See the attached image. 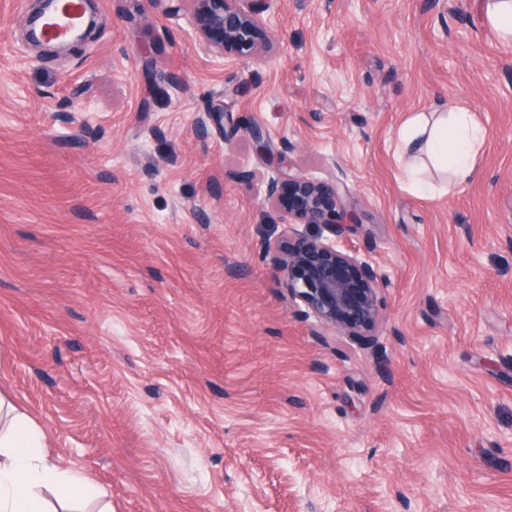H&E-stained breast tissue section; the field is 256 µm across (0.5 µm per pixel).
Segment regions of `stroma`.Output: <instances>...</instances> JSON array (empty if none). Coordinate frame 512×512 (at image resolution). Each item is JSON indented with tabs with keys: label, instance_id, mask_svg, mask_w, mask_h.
Listing matches in <instances>:
<instances>
[{
	"label": "stroma",
	"instance_id": "obj_1",
	"mask_svg": "<svg viewBox=\"0 0 512 512\" xmlns=\"http://www.w3.org/2000/svg\"><path fill=\"white\" fill-rule=\"evenodd\" d=\"M94 5L57 53L25 39L38 0H0V394L50 458L112 512H512V42L481 0H279L247 59L151 0ZM434 108L485 139L424 195L394 149ZM253 125L344 183L367 335L266 259Z\"/></svg>",
	"mask_w": 512,
	"mask_h": 512
}]
</instances>
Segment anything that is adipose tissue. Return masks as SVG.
Segmentation results:
<instances>
[{
    "label": "adipose tissue",
    "mask_w": 512,
    "mask_h": 512,
    "mask_svg": "<svg viewBox=\"0 0 512 512\" xmlns=\"http://www.w3.org/2000/svg\"><path fill=\"white\" fill-rule=\"evenodd\" d=\"M482 135L469 112H422L402 127L396 155L403 178L418 181L421 172L434 168L463 181L472 173ZM0 397V512H55L45 496L56 490L78 500L89 494L80 475L57 466L44 453L45 435L25 414H9Z\"/></svg>",
    "instance_id": "adipose-tissue-1"
}]
</instances>
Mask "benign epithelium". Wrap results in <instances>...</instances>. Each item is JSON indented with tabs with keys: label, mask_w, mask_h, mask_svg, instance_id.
<instances>
[{
	"label": "benign epithelium",
	"mask_w": 512,
	"mask_h": 512,
	"mask_svg": "<svg viewBox=\"0 0 512 512\" xmlns=\"http://www.w3.org/2000/svg\"><path fill=\"white\" fill-rule=\"evenodd\" d=\"M190 2L184 16L203 49L224 57L253 56L266 40L277 0H176ZM254 152L270 156V145L259 126L249 130ZM273 174L261 180L258 192L275 205L279 188L288 186L290 204L281 216L284 239L265 244V256L283 278L289 296L300 301L322 324L350 336L370 330L380 315V282L372 264L345 248L343 240L359 224L357 212L344 201L343 185L315 182L292 172L283 159L271 164ZM310 224V235L291 225Z\"/></svg>",
	"instance_id": "benign-epithelium-1"
}]
</instances>
